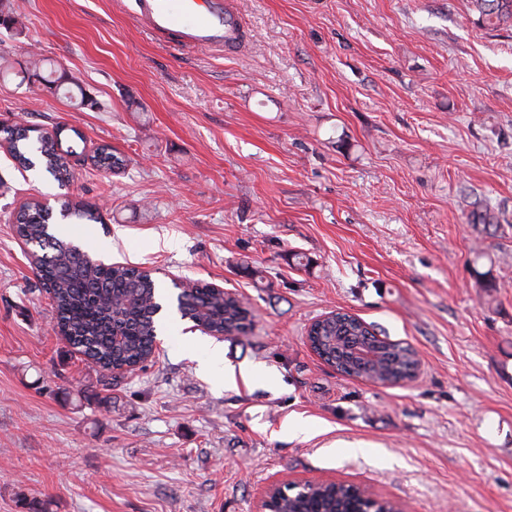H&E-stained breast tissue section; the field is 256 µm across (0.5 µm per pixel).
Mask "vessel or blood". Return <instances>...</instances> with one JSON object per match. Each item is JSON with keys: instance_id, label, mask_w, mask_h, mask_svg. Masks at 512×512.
<instances>
[{"instance_id": "vessel-or-blood-1", "label": "vessel or blood", "mask_w": 512, "mask_h": 512, "mask_svg": "<svg viewBox=\"0 0 512 512\" xmlns=\"http://www.w3.org/2000/svg\"><path fill=\"white\" fill-rule=\"evenodd\" d=\"M136 20L153 34L175 36L185 48L234 53L242 23L229 0H135Z\"/></svg>"}]
</instances>
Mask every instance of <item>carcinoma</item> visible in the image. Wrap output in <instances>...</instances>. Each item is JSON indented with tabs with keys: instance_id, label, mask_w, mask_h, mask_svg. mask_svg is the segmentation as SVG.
<instances>
[{
	"instance_id": "cac0c4a2",
	"label": "carcinoma",
	"mask_w": 512,
	"mask_h": 512,
	"mask_svg": "<svg viewBox=\"0 0 512 512\" xmlns=\"http://www.w3.org/2000/svg\"><path fill=\"white\" fill-rule=\"evenodd\" d=\"M479 21L497 29L512 27V0H472ZM68 98L87 95L66 71L48 80ZM9 152L27 170L43 171L61 186L75 178L81 162L78 144L63 145L56 133L31 126H0ZM97 167L119 171L126 159L107 148L91 156ZM63 218L88 224L103 223L98 206L76 201L60 210ZM53 208L39 203L21 206L17 235L39 251L32 252L35 275L53 302L56 326L70 347L81 353L102 376L112 379V369L134 367L154 353L163 310L160 285L148 272L134 266L104 264L51 232ZM181 317L201 322L211 334L246 335L253 313L237 295L220 292L198 281L193 290L176 297ZM313 351L340 373L377 384L410 381L417 369V353L408 344L377 333L362 319L337 311L315 320L307 333ZM281 512H366V504L344 483L312 488H286Z\"/></svg>"
}]
</instances>
